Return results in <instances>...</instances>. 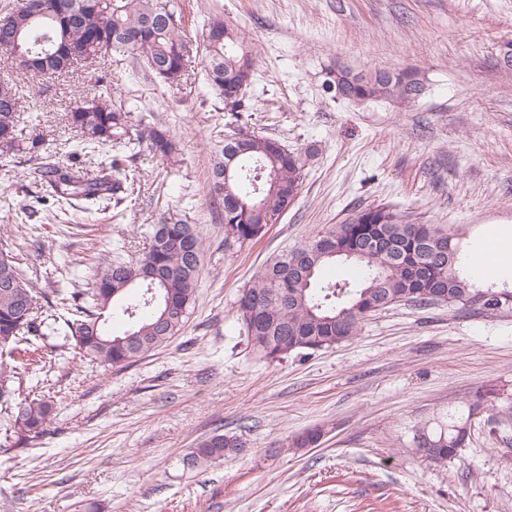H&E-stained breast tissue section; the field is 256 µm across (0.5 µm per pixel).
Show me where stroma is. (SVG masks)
I'll return each mask as SVG.
<instances>
[{
  "label": "stroma",
  "instance_id": "1",
  "mask_svg": "<svg viewBox=\"0 0 512 512\" xmlns=\"http://www.w3.org/2000/svg\"><path fill=\"white\" fill-rule=\"evenodd\" d=\"M190 53L166 87L132 60L112 85L180 143L174 161L140 146L139 182L120 208L52 207L20 224L46 164L67 162L80 135L65 115L93 94L101 66L64 76L16 74L0 50V81L31 102L20 119L44 146L0 156V240L47 297L86 291L115 246L138 256L150 225H194L203 264L184 327L124 368L73 357L51 336V362L23 386L54 402L47 435L0 448V505L8 512H512V424L482 418L465 447L438 462L411 445L483 395L512 397V312L488 317L445 304L376 312L350 341L309 356L258 359L238 318L242 289L265 263L357 211L388 206L428 224L461 227L463 249L512 239V0H172ZM234 28L256 54L245 99L248 130L318 154L297 199L257 240L228 247L211 194L213 147L230 123L204 72L208 21ZM413 67L425 94L407 107L353 103L329 90L331 72ZM320 427V444L289 440ZM247 452L189 465L213 432Z\"/></svg>",
  "mask_w": 512,
  "mask_h": 512
}]
</instances>
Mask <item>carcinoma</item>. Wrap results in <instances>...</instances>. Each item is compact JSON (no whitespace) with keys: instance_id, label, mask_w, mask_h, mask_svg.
<instances>
[{"instance_id":"carcinoma-1","label":"carcinoma","mask_w":512,"mask_h":512,"mask_svg":"<svg viewBox=\"0 0 512 512\" xmlns=\"http://www.w3.org/2000/svg\"><path fill=\"white\" fill-rule=\"evenodd\" d=\"M27 0L11 10L13 34L23 51L41 57L34 67L12 59L18 73L53 75L72 63L65 52L119 62L128 56L165 66L152 72L170 87L184 76L190 46L170 0H40L41 25L29 20ZM205 75L224 98L229 84L245 85L240 97L224 102L237 115L254 75L253 49L224 22H208ZM355 102L409 104L425 85L415 68L353 71L340 67L332 80ZM21 100L16 87L0 81V155L35 154L43 141L20 126ZM80 132L74 153L91 154L112 144L111 159L95 174L71 164L39 170L46 191L59 203L80 202L87 212L110 200L119 207L135 191V149L147 143L161 159L178 154V143L160 122L112 101V85L101 86L66 114ZM315 148L291 152L279 141L236 125L224 134L212 166V186L224 203V244L242 246L259 237L297 198L306 158ZM202 238L182 220L155 224L150 243L131 260L115 255L96 275L86 293L73 291L53 303L25 277L17 254L0 243V399L13 408L16 443L37 441L47 433L52 400L22 395L20 367L45 364L53 350L39 341L58 332L56 307L73 312L66 323L74 356L112 367H125L176 335L188 319L201 273ZM348 262L360 271L356 281L319 285L323 268ZM413 302L475 307L492 316L512 310V290L480 288L460 268L459 233L453 227L426 224L386 207L358 211L309 241L271 260L238 301L241 324L252 350L264 359L291 353L311 355L358 335L370 310ZM117 317L126 328L110 329ZM472 415L450 414L434 428L415 431L413 445L427 457L446 461L466 444ZM246 442L236 434L213 433L201 440L189 461L216 462L241 453Z\"/></svg>"}]
</instances>
